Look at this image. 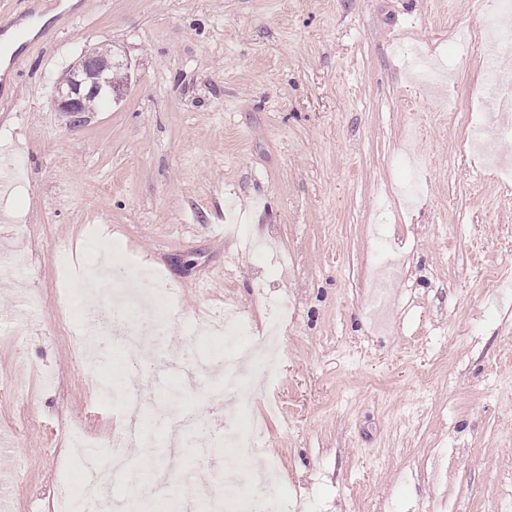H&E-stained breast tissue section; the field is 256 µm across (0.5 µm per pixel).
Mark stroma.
I'll list each match as a JSON object with an SVG mask.
<instances>
[{
	"mask_svg": "<svg viewBox=\"0 0 512 512\" xmlns=\"http://www.w3.org/2000/svg\"><path fill=\"white\" fill-rule=\"evenodd\" d=\"M50 21L17 51L18 85L0 87V478L10 512H49L70 425L111 436L97 396L112 345L77 367L63 307V246L104 228L170 289L171 358L222 345L185 335L199 310L232 304L252 327L284 300L279 377L250 413L279 471L270 495L302 512H501L512 501V191L469 149L486 64L457 48L496 0H31ZM444 57L448 87L411 80L401 48ZM111 48L123 95L70 116L52 96L84 53ZM419 163L406 202L402 155ZM399 269L368 310L371 261ZM41 298L37 309L27 295Z\"/></svg>",
	"mask_w": 512,
	"mask_h": 512,
	"instance_id": "35a3bbf8",
	"label": "stroma"
}]
</instances>
